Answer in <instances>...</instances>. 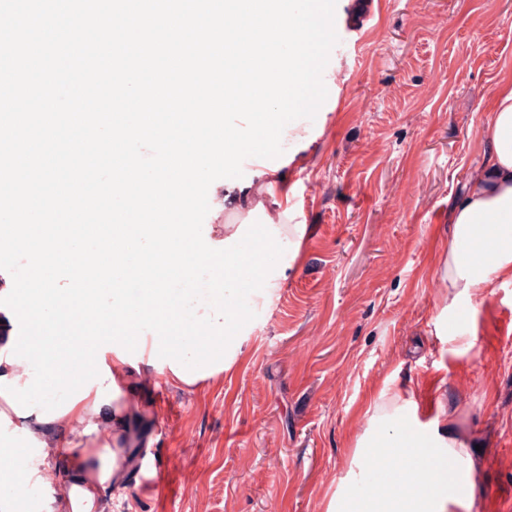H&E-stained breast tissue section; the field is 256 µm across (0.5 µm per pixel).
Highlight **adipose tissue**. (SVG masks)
<instances>
[{"instance_id":"obj_1","label":"adipose tissue","mask_w":512,"mask_h":512,"mask_svg":"<svg viewBox=\"0 0 512 512\" xmlns=\"http://www.w3.org/2000/svg\"><path fill=\"white\" fill-rule=\"evenodd\" d=\"M489 150L472 175L463 197L449 214L452 233L442 264L448 283V308L461 301H485L495 279H512V78H505L485 129ZM253 180L224 181L219 206L253 213L262 202L254 179L273 191L272 170L255 167ZM281 223L254 226L228 224L223 238H213L198 224L86 225L79 243L101 245L111 238L112 251L124 255L113 267L115 287L95 293L83 290L84 272L103 267L101 256L84 257L67 275L50 284H21L11 262L22 251L29 262L55 258V235L26 224L8 226L0 235V452L12 456L23 480L14 492L10 476L0 473V512H107L103 495L120 484L116 458L128 445L127 420L133 408L123 396L129 379L152 368L155 377L175 385H190L227 370L229 351L238 348L237 335L245 321L247 297L267 296L286 275L285 266L270 265L278 254L298 257L306 227L294 223V210L284 207ZM485 224L484 242L493 252L490 270L472 265L469 251L477 244L472 227ZM253 242L262 256L250 268L252 286L238 288L241 271L238 247ZM156 255L144 264L137 255ZM137 275L141 285L136 303H129L120 281ZM68 305L110 311L112 329L94 331L90 346L80 350L66 333L31 337L24 318L36 313L53 322L57 307ZM65 396L54 398L50 387ZM410 401L398 393L386 403L371 402V419L386 423V432L357 439L355 461L371 460L381 492L366 493L346 481L332 497L327 512H471L474 506L472 461L466 442L448 429L444 415L431 419L426 430L408 426L404 413ZM436 457L462 473V485L452 484L447 471L421 469V461Z\"/></svg>"}]
</instances>
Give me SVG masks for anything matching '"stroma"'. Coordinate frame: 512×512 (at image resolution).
Here are the masks:
<instances>
[{
	"label": "stroma",
	"mask_w": 512,
	"mask_h": 512,
	"mask_svg": "<svg viewBox=\"0 0 512 512\" xmlns=\"http://www.w3.org/2000/svg\"><path fill=\"white\" fill-rule=\"evenodd\" d=\"M317 132L286 187L302 249L203 386L139 384L132 438L176 458L157 501L134 468L110 512H326L354 467L364 408L403 392L472 446L473 512L512 491V282L448 312V210L487 150L512 75V0H338ZM469 323L466 339L448 333Z\"/></svg>",
	"instance_id": "stroma-1"
}]
</instances>
